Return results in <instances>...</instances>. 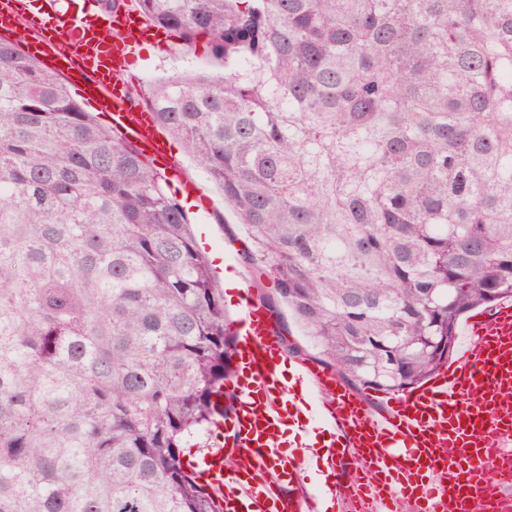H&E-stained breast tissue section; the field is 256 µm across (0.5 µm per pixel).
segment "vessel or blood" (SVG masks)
Returning a JSON list of instances; mask_svg holds the SVG:
<instances>
[{"label": "vessel or blood", "mask_w": 512, "mask_h": 512, "mask_svg": "<svg viewBox=\"0 0 512 512\" xmlns=\"http://www.w3.org/2000/svg\"><path fill=\"white\" fill-rule=\"evenodd\" d=\"M23 12L22 0H0V35H19L25 55L75 76L128 140L165 158L153 113L131 106L121 80L151 29L139 11L91 26L60 10L31 35L15 21ZM274 328L244 294L235 411L183 458L221 512H497L512 487V301L468 317L455 359L379 407L291 358Z\"/></svg>", "instance_id": "vessel-or-blood-1"}]
</instances>
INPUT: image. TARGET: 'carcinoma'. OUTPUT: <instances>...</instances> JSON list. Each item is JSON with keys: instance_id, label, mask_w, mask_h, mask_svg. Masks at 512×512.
<instances>
[{"instance_id": "1", "label": "carcinoma", "mask_w": 512, "mask_h": 512, "mask_svg": "<svg viewBox=\"0 0 512 512\" xmlns=\"http://www.w3.org/2000/svg\"><path fill=\"white\" fill-rule=\"evenodd\" d=\"M224 73L158 128L326 369L405 392L512 297V0H136ZM164 173L0 38V512H217L182 462L235 336Z\"/></svg>"}]
</instances>
